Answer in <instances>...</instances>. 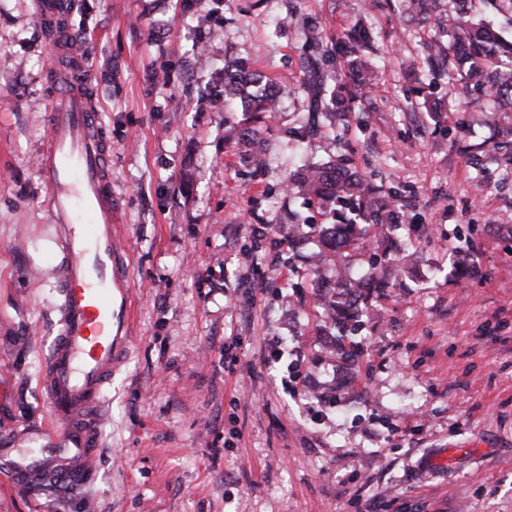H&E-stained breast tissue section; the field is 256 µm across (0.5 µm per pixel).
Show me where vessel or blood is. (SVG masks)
<instances>
[{"label": "vessel or blood", "mask_w": 512, "mask_h": 512, "mask_svg": "<svg viewBox=\"0 0 512 512\" xmlns=\"http://www.w3.org/2000/svg\"><path fill=\"white\" fill-rule=\"evenodd\" d=\"M63 14L61 0L36 4L37 19L52 30L50 66L63 85L45 105L49 144L39 160L46 230L64 257L61 328L44 376L54 433L41 454L9 459L20 486L49 470L66 481L87 474L99 445L100 392L130 345L132 294L112 229L109 145L90 95L89 58L78 54L79 38Z\"/></svg>", "instance_id": "b4317fda"}]
</instances>
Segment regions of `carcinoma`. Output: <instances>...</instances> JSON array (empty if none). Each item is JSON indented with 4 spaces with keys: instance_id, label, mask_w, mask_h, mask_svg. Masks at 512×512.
Wrapping results in <instances>:
<instances>
[{
    "instance_id": "cac0c4a2",
    "label": "carcinoma",
    "mask_w": 512,
    "mask_h": 512,
    "mask_svg": "<svg viewBox=\"0 0 512 512\" xmlns=\"http://www.w3.org/2000/svg\"><path fill=\"white\" fill-rule=\"evenodd\" d=\"M450 40L436 38L429 45L424 63L433 81H446L448 91L456 90L461 80H469L478 88L487 89L485 110L480 123L494 128L496 141L494 161L501 170L512 175V114L507 123H502L504 112L512 111V40H508L483 19L472 21L461 15L448 26ZM373 48V33L364 25H354L339 43V52L355 70L357 81L348 88L341 81L325 98V88L320 79L321 64L330 57V51L322 50L320 56H311L305 61L308 80L304 86L310 101V112L327 120L338 112H347L350 102L369 95L376 75L368 63L367 55ZM264 79V75L251 70L245 60L232 62L216 77L211 88L210 101H240L244 111L250 114L255 126L270 119L276 111L277 94L272 88L255 93L252 87ZM248 146L245 157L254 170L264 166L263 153L254 134L241 135ZM288 188L310 199L315 198L333 214L335 222L322 224L318 229L323 248L335 252L341 248H365L367 237L374 236L379 247L387 251L394 247L385 226L401 220L398 211V196L375 185L370 179L354 171L349 160L338 156L324 163H308L290 180ZM317 275L334 282L337 293L328 302L332 320L345 324L358 317L373 293L388 284L394 275L390 269L370 270L360 279L354 280L336 267H320Z\"/></svg>"
}]
</instances>
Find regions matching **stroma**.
I'll return each instance as SVG.
<instances>
[{"mask_svg": "<svg viewBox=\"0 0 512 512\" xmlns=\"http://www.w3.org/2000/svg\"><path fill=\"white\" fill-rule=\"evenodd\" d=\"M181 3L67 0L91 40L132 338L88 477L19 491L0 470V512H512V181L469 156L494 139L470 123L482 94L449 100L439 126L423 108L421 60L452 0L425 19L402 0ZM306 17L328 44L364 19L379 85L298 153ZM237 57L280 99L259 172L225 137L241 110L203 102ZM49 59L35 0H0V440L19 454L48 439L60 320L36 167ZM334 155L408 218L395 250L351 257L352 273L400 275L343 328L311 273L316 212L285 189Z\"/></svg>", "mask_w": 512, "mask_h": 512, "instance_id": "1", "label": "stroma"}]
</instances>
